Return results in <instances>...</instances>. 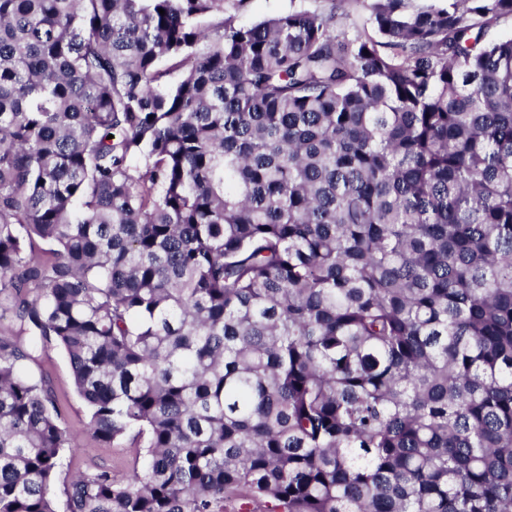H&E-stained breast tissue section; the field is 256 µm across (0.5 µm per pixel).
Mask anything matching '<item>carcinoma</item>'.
Returning <instances> with one entry per match:
<instances>
[{"mask_svg": "<svg viewBox=\"0 0 512 512\" xmlns=\"http://www.w3.org/2000/svg\"><path fill=\"white\" fill-rule=\"evenodd\" d=\"M247 2L0 0V512H512V0ZM324 0H249L246 8L238 14L240 23H252L265 17L287 11L293 7H324ZM27 372L36 379L45 380L46 387L64 412L70 431L80 441L81 448L74 454H67L65 470L74 472L97 466L111 469L118 478L125 476L135 463L137 448H127V443L116 448H103L87 434L88 411L74 388L65 353L55 344H48L38 363L28 365Z\"/></svg>", "mask_w": 512, "mask_h": 512, "instance_id": "1", "label": "carcinoma"}]
</instances>
